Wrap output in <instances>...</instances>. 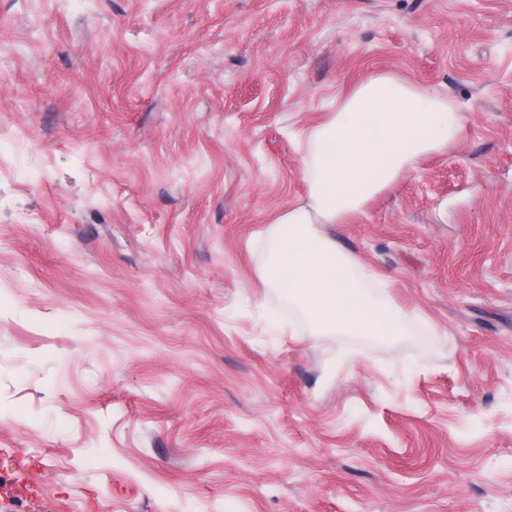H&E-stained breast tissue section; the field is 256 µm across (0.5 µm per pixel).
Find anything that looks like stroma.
Returning <instances> with one entry per match:
<instances>
[{
    "mask_svg": "<svg viewBox=\"0 0 512 512\" xmlns=\"http://www.w3.org/2000/svg\"><path fill=\"white\" fill-rule=\"evenodd\" d=\"M379 74L464 115L319 227L392 339L262 276ZM0 512H512V0H0Z\"/></svg>",
    "mask_w": 512,
    "mask_h": 512,
    "instance_id": "stroma-1",
    "label": "stroma"
}]
</instances>
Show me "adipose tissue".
<instances>
[{
	"label": "adipose tissue",
	"mask_w": 512,
	"mask_h": 512,
	"mask_svg": "<svg viewBox=\"0 0 512 512\" xmlns=\"http://www.w3.org/2000/svg\"><path fill=\"white\" fill-rule=\"evenodd\" d=\"M463 115L439 93L388 74L362 83L330 120L306 134V198L274 221L264 276L319 327L388 339L406 318L367 287L358 261L318 225L342 224L415 160L450 146Z\"/></svg>",
	"instance_id": "ef3b65f1"
}]
</instances>
